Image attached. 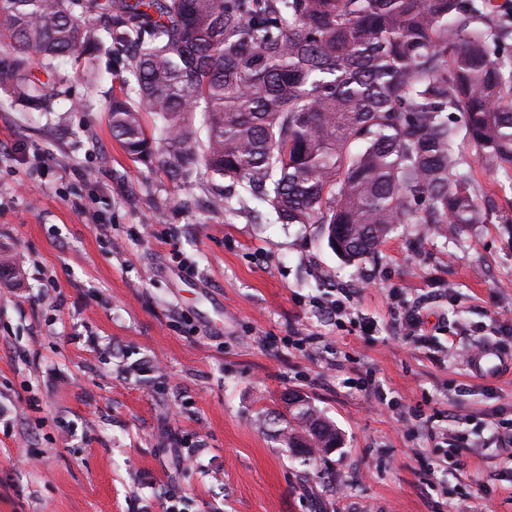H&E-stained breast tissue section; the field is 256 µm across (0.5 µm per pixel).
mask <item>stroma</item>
Here are the masks:
<instances>
[{
  "label": "stroma",
  "instance_id": "1",
  "mask_svg": "<svg viewBox=\"0 0 512 512\" xmlns=\"http://www.w3.org/2000/svg\"><path fill=\"white\" fill-rule=\"evenodd\" d=\"M58 67L50 111L0 91V512H512V374L457 355L512 352L506 171L475 172L486 223L403 224L348 265L321 225L134 162L104 107L121 54L92 82ZM288 391L342 434L310 466L279 433Z\"/></svg>",
  "mask_w": 512,
  "mask_h": 512
}]
</instances>
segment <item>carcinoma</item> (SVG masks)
Listing matches in <instances>:
<instances>
[{
	"label": "carcinoma",
	"mask_w": 512,
	"mask_h": 512,
	"mask_svg": "<svg viewBox=\"0 0 512 512\" xmlns=\"http://www.w3.org/2000/svg\"><path fill=\"white\" fill-rule=\"evenodd\" d=\"M10 61L0 89L49 108L72 57L94 74L110 42L134 85L107 104L135 161L181 187L242 185L281 224H322L353 265L398 224L455 238L487 218L466 140L512 168V6L494 0H0ZM37 59L48 82L36 78ZM159 121L147 133L143 113ZM206 140H198V127ZM293 453L340 444L302 399Z\"/></svg>",
	"instance_id": "obj_1"
}]
</instances>
